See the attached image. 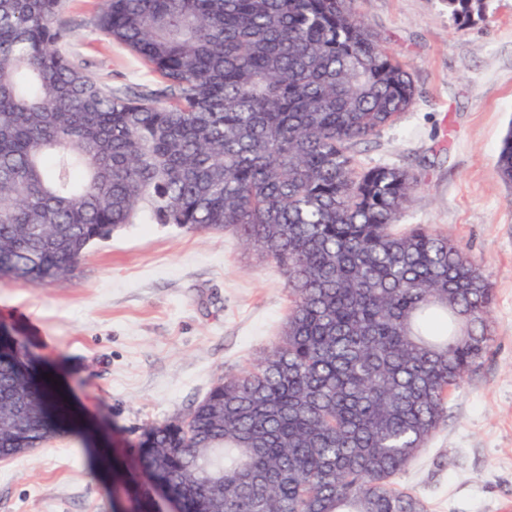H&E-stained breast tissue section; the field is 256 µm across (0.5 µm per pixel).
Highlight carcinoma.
Here are the masks:
<instances>
[{"mask_svg": "<svg viewBox=\"0 0 512 512\" xmlns=\"http://www.w3.org/2000/svg\"><path fill=\"white\" fill-rule=\"evenodd\" d=\"M355 0H103L161 77L110 88L62 50L61 0H0V275L66 280L127 224L229 231L287 274L281 334L131 461L179 512H425L392 486L491 346L493 288L453 238L395 224L408 169L357 146L413 105ZM486 0H446L458 24ZM512 184V132L497 156ZM83 429L0 341V458Z\"/></svg>", "mask_w": 512, "mask_h": 512, "instance_id": "carcinoma-1", "label": "carcinoma"}]
</instances>
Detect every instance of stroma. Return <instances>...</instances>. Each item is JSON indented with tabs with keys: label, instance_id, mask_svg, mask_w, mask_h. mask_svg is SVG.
I'll use <instances>...</instances> for the list:
<instances>
[{
	"label": "stroma",
	"instance_id": "1",
	"mask_svg": "<svg viewBox=\"0 0 512 512\" xmlns=\"http://www.w3.org/2000/svg\"><path fill=\"white\" fill-rule=\"evenodd\" d=\"M66 50L110 85L160 81L95 25L101 0H62ZM357 14L417 88L413 107L369 143L361 167L421 181L400 228L427 224L485 265L493 341L448 398L447 415L395 487L427 512H512V185L496 159L512 126V0L459 27L444 0H355ZM286 274L233 233L129 224L91 246L69 280L0 278V324L77 409L68 434L0 460V512H171L159 496L115 492L100 448L129 450L143 430L200 402L277 340Z\"/></svg>",
	"mask_w": 512,
	"mask_h": 512
}]
</instances>
